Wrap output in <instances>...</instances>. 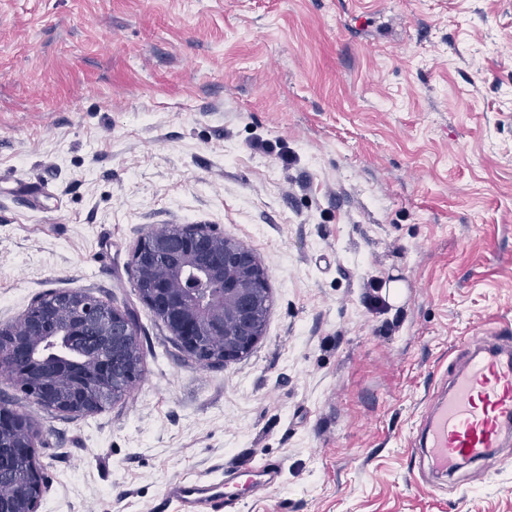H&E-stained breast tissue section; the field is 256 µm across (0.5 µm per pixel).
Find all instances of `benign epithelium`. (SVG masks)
<instances>
[{
  "label": "benign epithelium",
  "instance_id": "1",
  "mask_svg": "<svg viewBox=\"0 0 512 512\" xmlns=\"http://www.w3.org/2000/svg\"><path fill=\"white\" fill-rule=\"evenodd\" d=\"M135 281L144 302L166 323L186 349L199 351L212 333L224 334V362L251 351L261 336L253 294L268 288L265 268L255 253L216 229L189 224L176 234L143 235L132 258ZM198 281L219 287L209 301L175 291L170 282L184 270ZM59 323L55 343L81 353L82 361L38 354L46 325ZM138 330L126 311L88 297L81 290L66 292V302L44 308L40 318L26 322V331L0 343V372L12 378L39 405L69 415L95 412L98 390L112 386L116 374L132 378L140 363L134 353ZM39 434L31 422L0 407V479L6 477L9 457L30 461L31 482L22 486L17 501L21 512H38L43 497L37 461Z\"/></svg>",
  "mask_w": 512,
  "mask_h": 512
}]
</instances>
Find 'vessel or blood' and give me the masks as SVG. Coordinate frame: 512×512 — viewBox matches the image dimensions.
Listing matches in <instances>:
<instances>
[{"mask_svg": "<svg viewBox=\"0 0 512 512\" xmlns=\"http://www.w3.org/2000/svg\"><path fill=\"white\" fill-rule=\"evenodd\" d=\"M472 343L427 416L420 442L433 469L446 475L462 462L490 458L512 438V338L476 336ZM236 484L233 473L219 482L177 479L167 494L181 512H223Z\"/></svg>", "mask_w": 512, "mask_h": 512, "instance_id": "vessel-or-blood-1", "label": "vessel or blood"}]
</instances>
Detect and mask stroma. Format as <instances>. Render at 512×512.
Segmentation results:
<instances>
[{
    "instance_id": "35a3bbf8",
    "label": "stroma",
    "mask_w": 512,
    "mask_h": 512,
    "mask_svg": "<svg viewBox=\"0 0 512 512\" xmlns=\"http://www.w3.org/2000/svg\"><path fill=\"white\" fill-rule=\"evenodd\" d=\"M184 224L268 273L217 368L134 288ZM69 289L135 315L142 372L88 416L0 376L38 512H180L171 480L267 461L224 512H512V446L440 476L412 442L470 337L512 333V0H0V326Z\"/></svg>"
}]
</instances>
